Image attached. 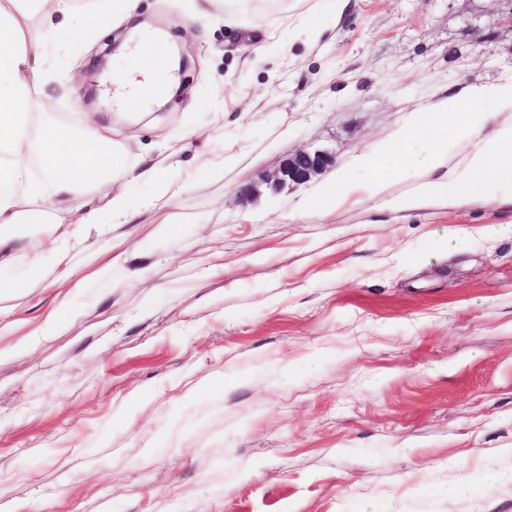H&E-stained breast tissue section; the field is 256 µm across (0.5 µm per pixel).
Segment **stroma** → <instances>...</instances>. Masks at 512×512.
Returning <instances> with one entry per match:
<instances>
[{
  "instance_id": "1",
  "label": "stroma",
  "mask_w": 512,
  "mask_h": 512,
  "mask_svg": "<svg viewBox=\"0 0 512 512\" xmlns=\"http://www.w3.org/2000/svg\"><path fill=\"white\" fill-rule=\"evenodd\" d=\"M138 24L174 90L132 120L102 91ZM50 54L54 120L101 113L139 178L90 194L98 223L54 199L6 230L0 512H512L474 468L512 469V189L402 210L425 178L405 166L380 197L305 207L354 155L404 157L412 113L512 83V0H138ZM316 148L324 174L269 188Z\"/></svg>"
}]
</instances>
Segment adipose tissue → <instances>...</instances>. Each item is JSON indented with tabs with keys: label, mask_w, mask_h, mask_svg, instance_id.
I'll list each match as a JSON object with an SVG mask.
<instances>
[{
	"label": "adipose tissue",
	"mask_w": 512,
	"mask_h": 512,
	"mask_svg": "<svg viewBox=\"0 0 512 512\" xmlns=\"http://www.w3.org/2000/svg\"><path fill=\"white\" fill-rule=\"evenodd\" d=\"M70 13L71 0H0V224L4 226L21 219L46 223L45 204L55 197L68 199L79 223H96L97 213L87 208L86 194L133 174L126 163L127 149L103 142L93 122L75 130L32 109L33 91L50 76L45 46L65 35L62 20ZM31 16L45 17L46 25L38 30L23 28L22 19ZM150 36V31L140 32L127 50L131 67L109 79L117 109L137 108L145 84L170 83L167 48L160 41L146 48ZM490 96V91L475 86L466 99L448 97L438 101L433 111L411 116L401 133L410 145L407 160L428 178L399 199V207L415 209L433 200L452 205L462 195L480 202L512 186V123L496 122L491 112L485 115L486 129L467 120L468 102ZM463 137L470 140L469 150L449 163V148ZM396 169L377 152L354 156L347 175L316 189L317 210L342 205L360 194L381 195Z\"/></svg>",
	"instance_id": "adipose-tissue-1"
}]
</instances>
